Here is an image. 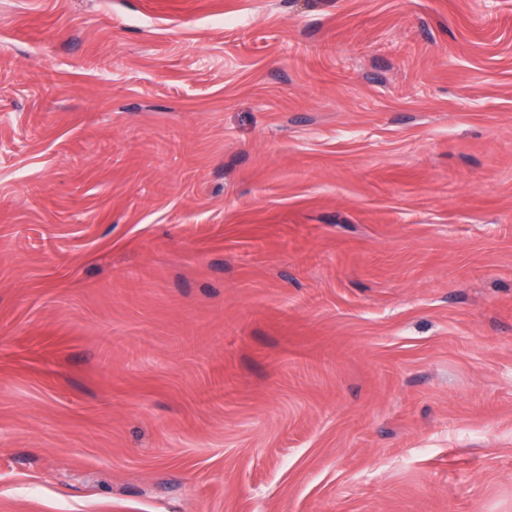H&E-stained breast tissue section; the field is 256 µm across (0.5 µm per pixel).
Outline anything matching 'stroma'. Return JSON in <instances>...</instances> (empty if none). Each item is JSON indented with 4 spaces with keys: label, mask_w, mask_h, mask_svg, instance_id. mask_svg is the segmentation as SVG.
<instances>
[{
    "label": "stroma",
    "mask_w": 512,
    "mask_h": 512,
    "mask_svg": "<svg viewBox=\"0 0 512 512\" xmlns=\"http://www.w3.org/2000/svg\"><path fill=\"white\" fill-rule=\"evenodd\" d=\"M0 512H512V0H0Z\"/></svg>",
    "instance_id": "35a3bbf8"
}]
</instances>
